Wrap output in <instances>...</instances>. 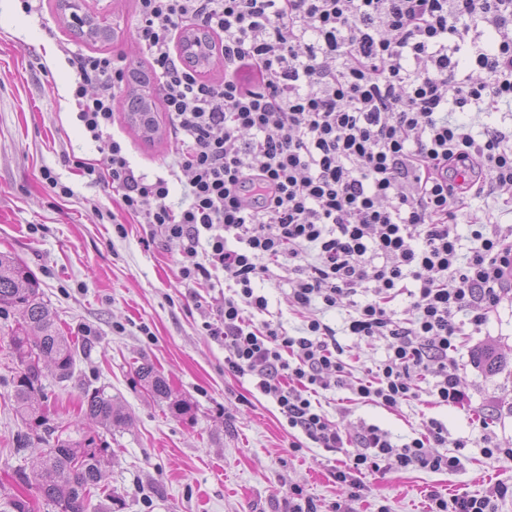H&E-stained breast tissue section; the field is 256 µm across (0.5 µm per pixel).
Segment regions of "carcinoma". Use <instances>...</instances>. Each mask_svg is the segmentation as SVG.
I'll use <instances>...</instances> for the list:
<instances>
[{"label":"carcinoma","mask_w":512,"mask_h":512,"mask_svg":"<svg viewBox=\"0 0 512 512\" xmlns=\"http://www.w3.org/2000/svg\"><path fill=\"white\" fill-rule=\"evenodd\" d=\"M79 30L83 40L91 44L111 40L110 30L102 27L92 14L79 18ZM126 112L143 137H152L155 123L149 99L135 91L128 94ZM12 311L20 312L22 322L11 335V345L20 364L11 397L28 429L20 438L18 448H26L34 440L41 444L46 435L55 437L49 448L40 451L32 468L19 470L18 477L32 486L54 512H95L91 509V498L100 487L106 447L98 444L93 436L83 434L74 438L66 434L67 427L52 419L38 402V397L44 395L41 365L52 366L58 378L65 380L72 373L74 349L51 316L31 270L0 253V315ZM136 373L146 392L168 401L170 410L182 415L191 411L187 401L172 396L168 382L153 365L142 363ZM82 405L87 418L107 430L127 421V416L102 389L85 392ZM0 512H29V503L11 495L0 503Z\"/></svg>","instance_id":"1"}]
</instances>
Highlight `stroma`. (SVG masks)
I'll list each match as a JSON object with an SVG mask.
<instances>
[{
  "label": "stroma",
  "instance_id": "obj_1",
  "mask_svg": "<svg viewBox=\"0 0 512 512\" xmlns=\"http://www.w3.org/2000/svg\"><path fill=\"white\" fill-rule=\"evenodd\" d=\"M43 0L39 13L26 14L19 0H0V252H9L35 275L59 325L78 346L73 373L59 380L52 370L42 379L44 406L72 430L99 435L107 446L102 483L95 496L103 512H282L290 487L302 488L317 512H331L344 488L334 473L356 454L355 434L375 424L396 443L407 442L432 419L448 430L446 452L459 456L452 471L390 469L367 477L356 512H426L427 494H489L498 483L512 485V461L486 458L484 437L512 448V291L481 327L465 325L452 356L470 402L463 408L413 400L389 410L353 402L338 410L343 390L320 392L315 401L347 440L346 453L308 445L295 450L289 429L272 399L256 394L249 377L224 370V345L208 336L204 321L223 301L220 289L189 286L179 274L178 242L145 245V225L127 221L126 236L112 228L119 196L111 186L87 183L75 163L102 161L97 142L76 119L71 100L75 75L63 49L90 52L76 40ZM84 10L108 17L115 34L104 50L126 56L130 65L145 58L136 39V0H81ZM111 135L123 141L135 171L170 181V201L187 206V177L177 167L174 137L146 141L116 110ZM50 170L72 194L60 197L45 182ZM269 300L268 318L296 332L301 320L288 306L280 270L257 281ZM15 317L0 316V491L23 496L32 512H52L17 471L36 449L20 454L26 432L14 413L12 380L18 363L10 332ZM500 356L488 366L482 353ZM150 362L174 396L191 411L173 413L167 401L150 397L135 368ZM105 389L128 416L112 430L80 415L85 391ZM462 448H454L456 440Z\"/></svg>",
  "mask_w": 512,
  "mask_h": 512
}]
</instances>
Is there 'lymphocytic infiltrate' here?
<instances>
[{
    "instance_id": "f902f5d3",
    "label": "lymphocytic infiltrate",
    "mask_w": 512,
    "mask_h": 512,
    "mask_svg": "<svg viewBox=\"0 0 512 512\" xmlns=\"http://www.w3.org/2000/svg\"><path fill=\"white\" fill-rule=\"evenodd\" d=\"M474 23L493 47L466 43ZM183 27L219 38L223 81L185 67ZM136 36L190 174L189 203L174 208L168 179L135 174L124 145L103 137L126 74L120 54L66 56L76 117L104 143L102 162L79 168L111 183L150 237L182 242L183 281L223 271L224 302L203 328L223 342L225 370L250 376L290 429L329 452L345 441L313 405L317 391L388 409L424 391L464 406L450 352L464 324L482 326L499 304L512 266V237L468 213L473 199L512 193V125L493 118L512 107V0H137ZM471 112L487 114L480 129ZM274 267L302 317L294 336L257 320L268 299L255 283ZM336 309L339 330L325 319ZM341 331L385 341L368 378L351 377ZM357 440L361 453L335 474L349 492L332 512H352L382 463L460 464L443 454L448 430L434 419L402 444L374 424Z\"/></svg>"
}]
</instances>
